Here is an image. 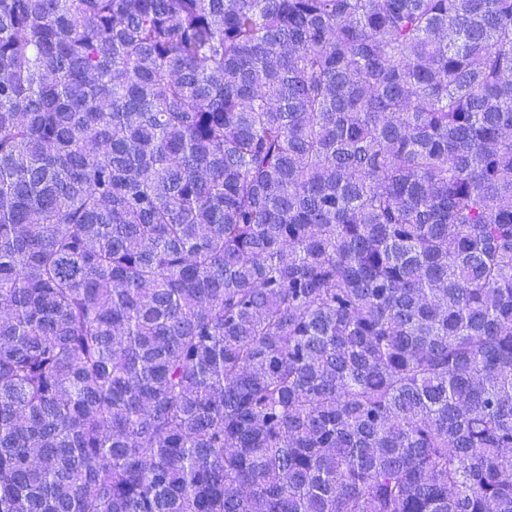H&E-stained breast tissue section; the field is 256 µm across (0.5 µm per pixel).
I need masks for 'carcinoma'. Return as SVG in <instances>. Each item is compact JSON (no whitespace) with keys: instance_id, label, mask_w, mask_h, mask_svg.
Instances as JSON below:
<instances>
[{"instance_id":"1","label":"carcinoma","mask_w":512,"mask_h":512,"mask_svg":"<svg viewBox=\"0 0 512 512\" xmlns=\"http://www.w3.org/2000/svg\"><path fill=\"white\" fill-rule=\"evenodd\" d=\"M0 512H512V0H0Z\"/></svg>"}]
</instances>
